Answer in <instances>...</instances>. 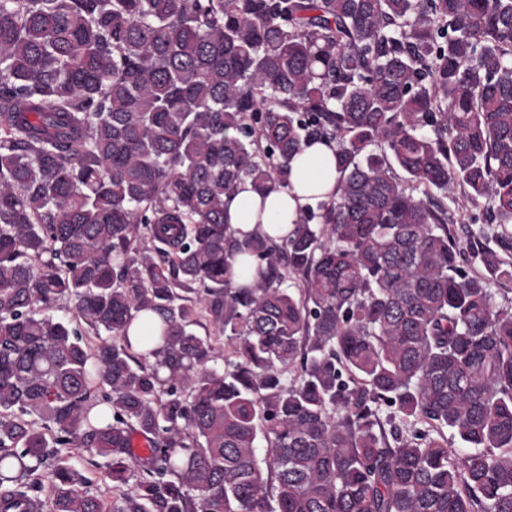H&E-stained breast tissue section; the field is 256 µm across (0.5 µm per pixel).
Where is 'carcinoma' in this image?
Segmentation results:
<instances>
[{
    "label": "carcinoma",
    "instance_id": "carcinoma-1",
    "mask_svg": "<svg viewBox=\"0 0 512 512\" xmlns=\"http://www.w3.org/2000/svg\"><path fill=\"white\" fill-rule=\"evenodd\" d=\"M315 142L332 198L236 238ZM501 281L512 0H0V512H512ZM475 210L472 208H463L454 210V223L448 224L451 233L457 235L456 242L461 250V254H465L468 257L470 248L472 246L479 247V243H485V240L479 237V224L484 223V219L480 216L479 219L475 218ZM467 227L470 232L462 233L461 229ZM89 457L74 456L72 462L83 469L85 475L90 479L88 490L93 494L104 495L112 502V483L105 474V468L102 465V460L94 458L95 461L101 466H92L87 462Z\"/></svg>",
    "mask_w": 512,
    "mask_h": 512
}]
</instances>
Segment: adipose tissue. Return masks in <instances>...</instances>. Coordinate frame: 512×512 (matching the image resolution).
<instances>
[{"label": "adipose tissue", "instance_id": "ef3b65f1", "mask_svg": "<svg viewBox=\"0 0 512 512\" xmlns=\"http://www.w3.org/2000/svg\"><path fill=\"white\" fill-rule=\"evenodd\" d=\"M339 178L333 148L312 144L293 160L287 188L264 196L251 182H242L236 194L224 200L225 220L239 237L259 232L284 238L306 205L332 196Z\"/></svg>", "mask_w": 512, "mask_h": 512}]
</instances>
